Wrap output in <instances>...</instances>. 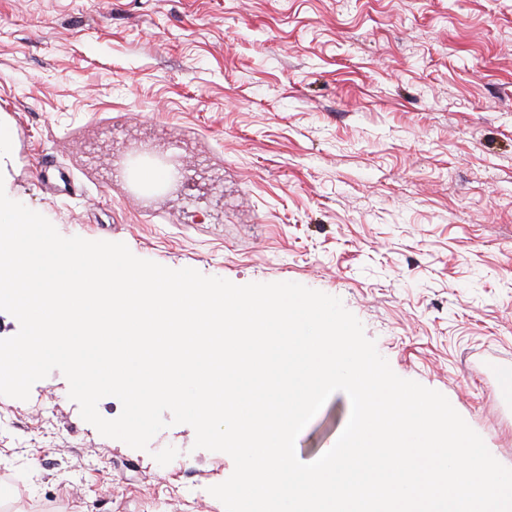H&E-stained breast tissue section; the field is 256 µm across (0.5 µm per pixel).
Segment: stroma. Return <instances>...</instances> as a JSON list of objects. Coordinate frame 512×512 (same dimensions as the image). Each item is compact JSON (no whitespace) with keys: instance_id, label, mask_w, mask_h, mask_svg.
<instances>
[{"instance_id":"obj_1","label":"stroma","mask_w":512,"mask_h":512,"mask_svg":"<svg viewBox=\"0 0 512 512\" xmlns=\"http://www.w3.org/2000/svg\"><path fill=\"white\" fill-rule=\"evenodd\" d=\"M0 185L65 237L237 285L341 298L400 377L447 397L512 468V411L479 359L512 358V0H0ZM164 127L187 186L146 202L109 154ZM51 156L75 180L54 192ZM60 371L0 396V474L32 508L163 512L234 470L187 424L102 436ZM351 413L332 394L309 463Z\"/></svg>"}]
</instances>
